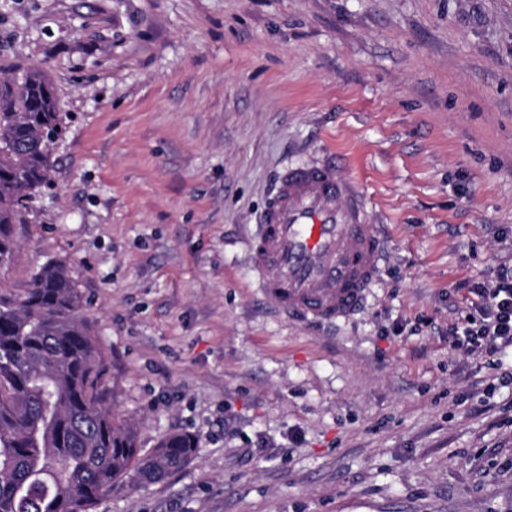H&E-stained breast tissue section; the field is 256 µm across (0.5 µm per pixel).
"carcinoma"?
<instances>
[{
  "label": "carcinoma",
  "instance_id": "obj_1",
  "mask_svg": "<svg viewBox=\"0 0 512 512\" xmlns=\"http://www.w3.org/2000/svg\"><path fill=\"white\" fill-rule=\"evenodd\" d=\"M61 130L44 71L16 66L0 79V278ZM87 305L62 261L36 269L22 294L0 285V512H91L114 484L146 487L196 459L188 434L144 450L112 410L109 357L83 318Z\"/></svg>",
  "mask_w": 512,
  "mask_h": 512
}]
</instances>
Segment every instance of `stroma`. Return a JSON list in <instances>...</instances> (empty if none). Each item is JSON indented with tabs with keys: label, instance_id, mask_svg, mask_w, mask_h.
<instances>
[{
	"label": "stroma",
	"instance_id": "1",
	"mask_svg": "<svg viewBox=\"0 0 512 512\" xmlns=\"http://www.w3.org/2000/svg\"><path fill=\"white\" fill-rule=\"evenodd\" d=\"M63 134L0 283L66 261L143 449L198 441L95 512H512V387L451 349L512 264V0H0V70ZM337 155L388 238L365 310L278 314L249 241Z\"/></svg>",
	"mask_w": 512,
	"mask_h": 512
}]
</instances>
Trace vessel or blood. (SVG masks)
I'll list each match as a JSON object with an SVG mask.
<instances>
[{
    "instance_id": "b4317fda",
    "label": "vessel or blood",
    "mask_w": 512,
    "mask_h": 512,
    "mask_svg": "<svg viewBox=\"0 0 512 512\" xmlns=\"http://www.w3.org/2000/svg\"><path fill=\"white\" fill-rule=\"evenodd\" d=\"M249 247L262 296L305 324H332L359 313L386 249L363 188L332 160L284 171Z\"/></svg>"
}]
</instances>
